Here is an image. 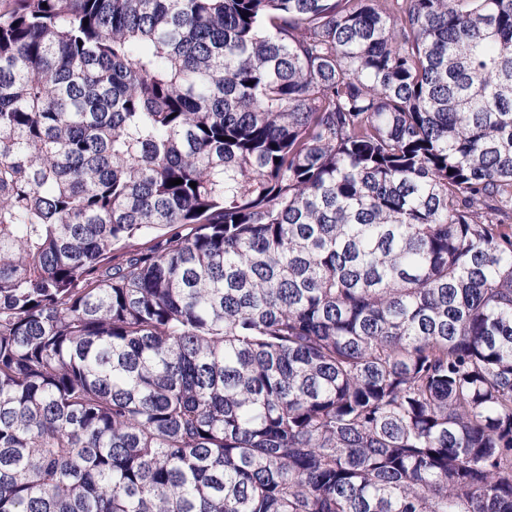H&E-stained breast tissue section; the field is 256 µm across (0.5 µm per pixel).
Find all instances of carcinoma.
<instances>
[{"mask_svg":"<svg viewBox=\"0 0 512 512\" xmlns=\"http://www.w3.org/2000/svg\"><path fill=\"white\" fill-rule=\"evenodd\" d=\"M0 512H512V0H0Z\"/></svg>","mask_w":512,"mask_h":512,"instance_id":"obj_1","label":"carcinoma"}]
</instances>
